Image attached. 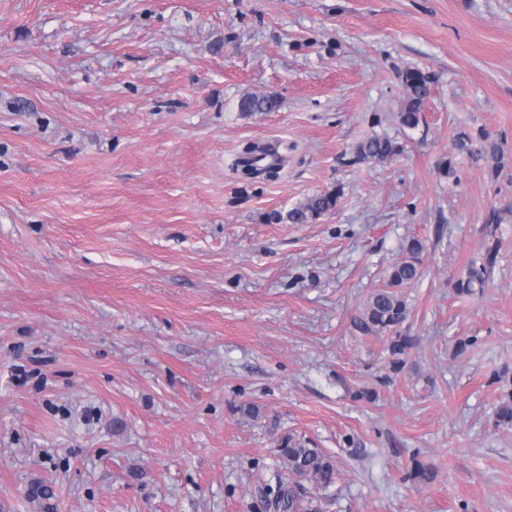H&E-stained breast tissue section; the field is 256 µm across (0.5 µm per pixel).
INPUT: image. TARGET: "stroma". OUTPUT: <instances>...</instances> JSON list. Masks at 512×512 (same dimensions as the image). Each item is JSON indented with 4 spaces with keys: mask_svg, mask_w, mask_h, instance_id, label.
Returning <instances> with one entry per match:
<instances>
[{
    "mask_svg": "<svg viewBox=\"0 0 512 512\" xmlns=\"http://www.w3.org/2000/svg\"><path fill=\"white\" fill-rule=\"evenodd\" d=\"M413 238L396 373L356 321ZM510 381L512 0H0V512H267L291 434L322 512H512ZM403 83L407 93V103L399 118L402 126L416 128L420 123V111L424 101L430 94L431 78L419 69L407 70L403 75ZM400 151L396 145L388 137L374 136L361 142L356 151V160H377L387 161L392 159ZM341 195L340 188L325 191L308 198L286 213L274 211L268 215L270 223L308 224L336 207ZM498 259V248L496 245H489L482 254L479 267L474 262L464 278L458 279L454 289L458 295H473L477 289L484 288L488 275L495 267Z\"/></svg>",
    "mask_w": 512,
    "mask_h": 512,
    "instance_id": "obj_1",
    "label": "stroma"
}]
</instances>
